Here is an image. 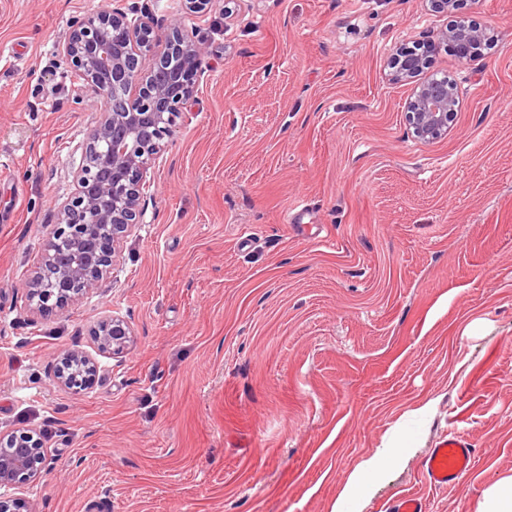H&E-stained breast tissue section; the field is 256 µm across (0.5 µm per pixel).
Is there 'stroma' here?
<instances>
[{
  "label": "stroma",
  "mask_w": 512,
  "mask_h": 512,
  "mask_svg": "<svg viewBox=\"0 0 512 512\" xmlns=\"http://www.w3.org/2000/svg\"><path fill=\"white\" fill-rule=\"evenodd\" d=\"M108 0H0V434L39 432L46 460L0 497L33 512H332L350 473L402 455L351 512L400 494L475 512L512 475V0H457L487 30L429 76L460 106L416 142L399 44L450 18L422 0H224L208 70L150 171L148 205L102 287L31 316L19 285L95 112L58 55L74 17ZM307 214L290 224L296 202ZM133 331L100 348L108 316ZM96 378L54 381L63 353ZM453 431L477 450L456 487L421 465ZM97 336L101 349L112 351V356L120 357L128 347L132 330L128 321L112 316L100 322ZM73 363H84L88 369L92 370V374L85 376L84 381L75 380L68 370V366ZM94 372L90 359L78 350H72L64 354L61 359L60 366L56 372L55 379L57 384L67 389L72 395L79 396L87 389Z\"/></svg>",
  "instance_id": "1"
}]
</instances>
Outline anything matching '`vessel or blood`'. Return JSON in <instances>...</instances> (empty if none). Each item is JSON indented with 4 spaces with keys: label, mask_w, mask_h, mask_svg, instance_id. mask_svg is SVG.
<instances>
[{
    "label": "vessel or blood",
    "mask_w": 512,
    "mask_h": 512,
    "mask_svg": "<svg viewBox=\"0 0 512 512\" xmlns=\"http://www.w3.org/2000/svg\"><path fill=\"white\" fill-rule=\"evenodd\" d=\"M475 450L461 433H449L436 448L431 449L422 464L425 481L432 487L445 488L458 483L473 466Z\"/></svg>",
    "instance_id": "obj_1"
}]
</instances>
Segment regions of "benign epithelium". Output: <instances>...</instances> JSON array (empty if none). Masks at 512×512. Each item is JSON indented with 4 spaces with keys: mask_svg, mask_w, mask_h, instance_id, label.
Returning <instances> with one entry per match:
<instances>
[{
    "mask_svg": "<svg viewBox=\"0 0 512 512\" xmlns=\"http://www.w3.org/2000/svg\"><path fill=\"white\" fill-rule=\"evenodd\" d=\"M182 12L165 22L155 18L148 0L75 18L59 54L80 84L73 103L98 112L83 144V160L73 172V192L56 201L46 225L40 264L22 288L34 314L63 310L106 280L118 248L146 214L147 175L164 147L163 140L194 96L207 68L208 36L192 23L212 0H182ZM484 32L464 19L454 21L417 48L391 55L392 79L413 84L404 104L414 139L430 143L446 134L459 105L448 77L424 76L439 44H452L463 64L481 59ZM100 348L119 357L132 330L123 318L100 322ZM93 368L81 351L64 354L57 384L79 396L92 376L78 381L68 366ZM44 446L30 431L0 436V487L20 489L36 479Z\"/></svg>",
    "mask_w": 512,
    "mask_h": 512,
    "instance_id": "obj_1",
    "label": "benign epithelium"
}]
</instances>
